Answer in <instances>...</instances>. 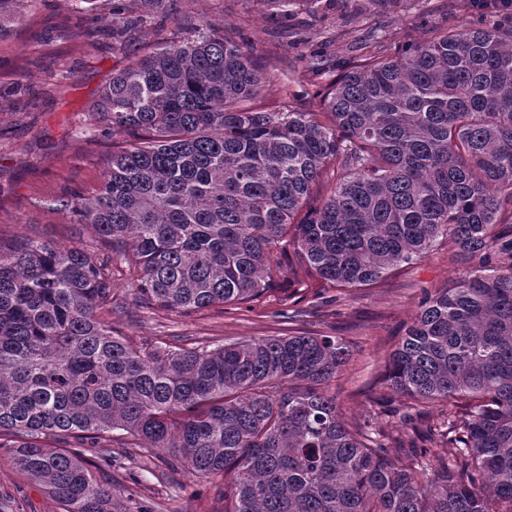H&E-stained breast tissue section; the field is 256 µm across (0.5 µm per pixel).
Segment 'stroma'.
Wrapping results in <instances>:
<instances>
[{"mask_svg":"<svg viewBox=\"0 0 512 512\" xmlns=\"http://www.w3.org/2000/svg\"><path fill=\"white\" fill-rule=\"evenodd\" d=\"M98 15L80 14L74 0H28L12 33L0 42V238L8 240L36 232L60 248L93 242L89 226H77L68 212L53 202L68 191L90 192L102 178L101 159L111 141L95 128L92 114L100 93L128 52L184 36L186 20L213 23L225 34L250 41L258 54L279 53V70L266 97L281 88L293 93L304 109H319L318 87L307 72L306 37L325 41L328 53L354 56L343 34L368 28L370 21L354 10V0H318L288 22L247 8L244 0H166L150 23L131 27L123 43L112 38L106 21L111 0H100ZM485 19L512 33V11L495 5L478 9L474 0H397L383 14L392 47L426 39L429 28L461 30ZM452 267L443 249L389 275L374 288L353 291L325 289L320 297L297 306L305 329L343 336L352 354L351 368L337 381L335 391L346 420L374 417L390 437L408 426L424 427L414 419L405 424L404 410L393 392L378 385L385 360L419 310L424 291L447 285L465 273ZM272 303H253L229 313L209 309L197 314L153 315L127 296L122 311L112 318L114 328L137 344L183 343L206 337L216 347L250 338L286 333L287 320L277 317ZM98 456L115 457L112 466L96 470L99 481L116 490L136 486L154 512H224L222 480L203 482L175 464V449L136 448L131 456L121 449H98ZM0 512H60L58 503L37 483L18 475L6 456H0Z\"/></svg>","mask_w":512,"mask_h":512,"instance_id":"1","label":"stroma"}]
</instances>
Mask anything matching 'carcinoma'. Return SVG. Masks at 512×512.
I'll use <instances>...</instances> for the list:
<instances>
[{
	"instance_id": "obj_1",
	"label": "carcinoma",
	"mask_w": 512,
	"mask_h": 512,
	"mask_svg": "<svg viewBox=\"0 0 512 512\" xmlns=\"http://www.w3.org/2000/svg\"><path fill=\"white\" fill-rule=\"evenodd\" d=\"M140 2L112 12L115 41L165 0ZM251 2L286 19L310 0ZM24 4L0 0V37ZM360 43L317 110L251 104L280 59L213 29L131 56L99 98L102 181L60 201L96 244L0 240V449L62 512H151L93 475L111 443L231 474L224 512H512V35ZM307 67L328 69L316 52ZM438 243L474 264L424 293L386 360L406 409L441 407L405 456L344 418L340 336L137 346L112 328L118 273L143 310L188 315L260 300L286 265V307L296 286H374Z\"/></svg>"
}]
</instances>
